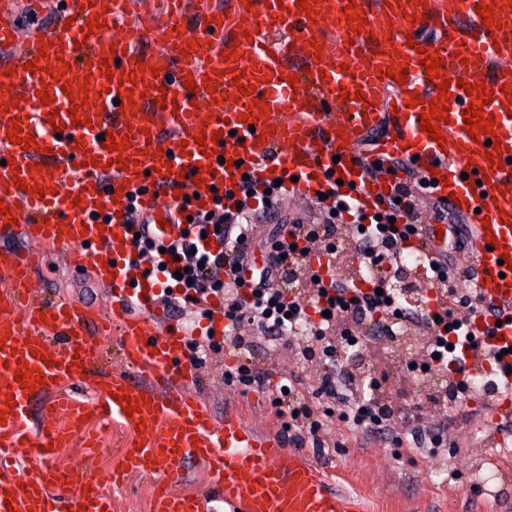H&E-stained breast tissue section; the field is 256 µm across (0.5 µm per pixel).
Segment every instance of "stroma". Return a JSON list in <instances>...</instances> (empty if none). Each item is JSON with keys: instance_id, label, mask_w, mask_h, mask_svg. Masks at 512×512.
Returning a JSON list of instances; mask_svg holds the SVG:
<instances>
[{"instance_id": "stroma-1", "label": "stroma", "mask_w": 512, "mask_h": 512, "mask_svg": "<svg viewBox=\"0 0 512 512\" xmlns=\"http://www.w3.org/2000/svg\"><path fill=\"white\" fill-rule=\"evenodd\" d=\"M26 247L44 256L29 281L33 294L82 302L97 314L108 315L111 294L95 285L88 271L70 267L67 249L35 241L27 242ZM192 363L198 372L193 391L209 406L216 422H223L225 413L231 411L257 433L279 432L281 420L268 395L226 378V370L237 360L225 351L223 337H216L214 347L193 358ZM265 365L271 383L295 372L309 390L319 386L320 368L302 367L293 351L278 349ZM423 414L432 424L442 419L428 405ZM442 420L450 448L438 456L413 452L396 441L364 445L338 415L329 426L328 448L320 450L307 444L302 451L332 472L336 489L355 497L361 512H512V426L507 429L506 445H486L491 408L479 395L471 405L450 412ZM104 436L107 450L103 456L87 459L75 441L58 450L53 464L86 466L96 472L119 468L123 444L130 441L132 429L118 423L105 429ZM153 486L152 479L128 475L108 492L118 512H150Z\"/></svg>"}]
</instances>
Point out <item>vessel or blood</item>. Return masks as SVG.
Instances as JSON below:
<instances>
[{
    "instance_id": "b4317fda",
    "label": "vessel or blood",
    "mask_w": 512,
    "mask_h": 512,
    "mask_svg": "<svg viewBox=\"0 0 512 512\" xmlns=\"http://www.w3.org/2000/svg\"><path fill=\"white\" fill-rule=\"evenodd\" d=\"M481 0H313L310 13L297 0H166L163 13L148 12L144 0H71L68 11L52 14L49 0H0V153L13 165H0V512H113L103 484L116 474L51 465L56 448L83 435L97 449L98 435L89 420L105 427L124 422L136 428L134 447L124 454L126 471L154 481L152 512H359L356 499L332 486L330 472L280 435L260 436L238 416L227 414L216 424L210 410L189 388L197 380L193 367L181 365L187 333L176 320L164 331L153 329L151 317H165L164 292L174 288L171 269L144 273L133 257L135 234L170 243L183 225L171 207L157 204L160 195L179 191L198 196L204 212L217 206L235 211L237 180L249 176L258 189L281 181L292 194L311 199L339 189L359 212L382 211L399 173L376 168V156L411 160L434 197L455 196L453 210L468 218L470 260L462 268L464 283L482 305L500 308L498 319L468 321L474 343L464 349L465 375L496 374L498 389L489 403L494 424L512 423V372L506 353L512 347V269L502 264L512 252V6L493 0L500 27L484 25L476 8ZM366 24L353 33L347 6ZM195 11L198 24L184 17ZM35 25L25 31L21 18ZM98 18L93 33L85 27ZM127 24L120 37L109 30L117 18ZM428 28L441 38L424 52L409 47L407 37ZM230 59H223V52ZM437 53L444 63L438 78H427L424 53ZM117 61L103 68L104 55ZM408 58L404 83L378 76L394 56ZM38 61L39 69L26 65ZM64 61L61 77L48 65ZM147 71L136 75L138 64ZM115 81H108V73ZM296 75L298 86L287 79ZM449 78L451 96L439 121L442 141L420 128V115L439 92V77ZM198 92L185 88L186 79ZM211 89H203V79ZM481 79L493 97L484 103L502 149V168L490 169L484 140L465 130L464 109L472 101L464 85ZM71 82L63 91V82ZM254 85V94L240 87ZM54 99L42 102L41 88ZM363 98H355V91ZM419 103L408 107L410 93ZM262 101L267 114L256 126L240 122L250 103ZM81 105L89 124L72 120L70 108ZM21 117L22 134L35 145L10 142L6 131ZM386 127L376 155L362 153L359 143L374 129ZM266 130L265 142L256 133ZM221 131L217 142L198 145L195 133ZM128 139L122 152L104 148L103 134ZM233 167H226V159ZM353 171L340 176L339 159ZM469 179H462L466 166ZM488 183H479V176ZM24 189H17V182ZM55 186V193L32 199L35 184ZM491 206H484V199ZM30 239L70 250L69 261L89 269L112 294V315L97 318L85 305L59 298H35L30 274L40 257L7 247L10 239ZM402 246L428 256L443 248L432 224L417 225ZM210 314L196 335H223L224 304L210 299ZM21 309L25 320L7 317ZM116 332L120 359L128 371L103 375L104 352L96 336ZM41 370L43 381L25 393L15 379L19 361ZM158 373L180 383L178 394L162 395L141 379ZM95 376V396L74 401L66 392L82 375ZM152 404L128 414L116 393ZM56 394L58 410L69 418L56 427L38 403ZM14 407H7V400ZM23 453L39 454L43 466L26 474L13 464ZM202 462L211 471L212 494L180 491L187 462Z\"/></svg>"
}]
</instances>
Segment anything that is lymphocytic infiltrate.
<instances>
[{
    "instance_id": "1",
    "label": "lymphocytic infiltrate",
    "mask_w": 512,
    "mask_h": 512,
    "mask_svg": "<svg viewBox=\"0 0 512 512\" xmlns=\"http://www.w3.org/2000/svg\"><path fill=\"white\" fill-rule=\"evenodd\" d=\"M389 164L392 170L405 171L404 182L397 185L394 200L388 201L380 216L356 215L357 231L352 236L353 259L361 266L383 272L376 282V290L362 291L352 281L338 275L324 285L305 273L301 262L304 251H323L338 262L343 259L336 245V237L342 232L338 219L344 213V198L338 195L327 206L329 222L307 224L296 220L288 226L278 225L270 236L268 260L258 277L251 281V297L243 299L236 266L250 261L257 236L253 225L246 222L254 208L250 194L252 184L245 177L238 185L241 198L237 211L204 216L199 224L201 232L217 233L226 252H234V266H227L224 254L211 256L195 252L184 242L170 244L165 251L179 256L184 269L181 282L190 285L191 294L187 297L168 294L164 301L185 314L207 304L210 298L223 300L224 317L230 328L224 344L239 354L234 373L246 386L261 389L268 382L269 374L260 366V356L281 347L295 349L301 364L321 367V395L343 404V420L366 442L388 439L393 434L395 419L403 416L413 425L412 447L434 455L444 445V429L426 424L419 404H377V381L354 374L348 377L347 390L336 388V371L349 359V338L365 319H376L381 337L390 340L396 337L398 321L413 324L416 331L429 336L428 351L438 354L439 369L443 372L447 371L449 363V335L459 336L465 330L462 318L454 309H443L437 316L417 311L419 303L414 294L418 283L401 265L402 234L396 223L406 216L419 217L417 195L424 190L425 183L404 160L393 157ZM310 287L322 296L326 315L312 323L308 340L298 345L289 337L290 327L294 321L307 318L303 294ZM274 398L278 403L277 415L285 419L294 443L309 442L324 447L330 416L309 400L300 376L292 374L281 378Z\"/></svg>"
}]
</instances>
